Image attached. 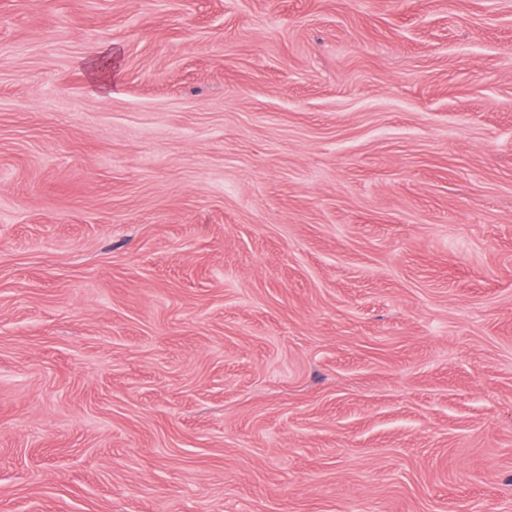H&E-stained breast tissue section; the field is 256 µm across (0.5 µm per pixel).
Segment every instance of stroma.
Wrapping results in <instances>:
<instances>
[{"instance_id": "1", "label": "stroma", "mask_w": 512, "mask_h": 512, "mask_svg": "<svg viewBox=\"0 0 512 512\" xmlns=\"http://www.w3.org/2000/svg\"><path fill=\"white\" fill-rule=\"evenodd\" d=\"M0 512H512V0H0Z\"/></svg>"}]
</instances>
